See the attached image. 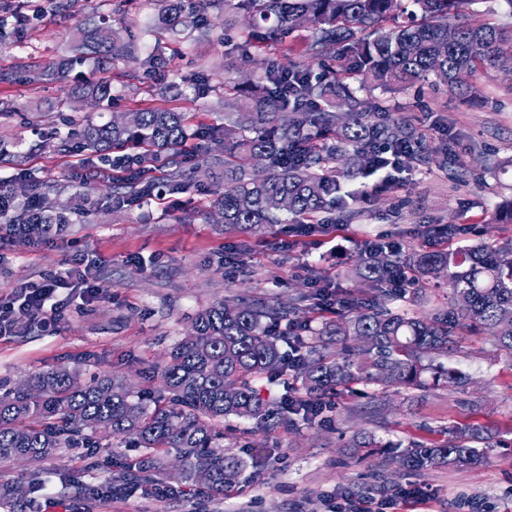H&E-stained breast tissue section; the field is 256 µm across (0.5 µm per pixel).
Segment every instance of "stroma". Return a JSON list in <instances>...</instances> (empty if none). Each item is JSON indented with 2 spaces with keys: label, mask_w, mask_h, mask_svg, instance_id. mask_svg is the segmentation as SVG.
I'll use <instances>...</instances> for the list:
<instances>
[{
  "label": "stroma",
  "mask_w": 512,
  "mask_h": 512,
  "mask_svg": "<svg viewBox=\"0 0 512 512\" xmlns=\"http://www.w3.org/2000/svg\"><path fill=\"white\" fill-rule=\"evenodd\" d=\"M42 15L0 39V138L9 142L0 157V179L12 181L14 153L42 180L64 185L58 205L80 195L88 212L59 237L41 245L0 241V298L24 282H38L70 259L85 258L104 293L93 303H71L63 320L34 321L0 336V387L9 389L49 368L64 367L81 381L107 373L133 390L153 392L152 375L170 348L188 332L195 315L218 301L243 299L274 306L297 304L311 316L303 294L326 283L336 292L360 290L353 269L365 240L379 237L402 249H429L435 228L458 229L448 248L460 244L494 247L512 241V224L494 223L499 206L512 202V73L476 72L477 98L449 95L445 85L424 82L389 93L368 89L359 79L357 95L382 103L407 120L419 135L415 158L346 182L358 194L357 215L322 214L317 230L292 245L288 225L228 231L211 217L224 182L206 175L205 151L191 148L179 170L190 187L162 199L116 207L110 178L89 166L83 154L37 149L41 136L64 127L55 105L69 82L107 79L108 110L92 111L95 121L141 107L194 113L204 124L224 114L225 78L258 79L269 62L299 60L302 35L287 47L232 54L224 15L210 11L208 38L157 32L156 0H33ZM105 18L124 41L138 48L133 59L115 60L107 70L75 67L68 81H30V71L68 55L77 27L88 13ZM162 51L159 68L141 59ZM212 90L194 95L198 78ZM450 366L472 379L465 390L438 387L427 392L382 390L374 386L330 399L315 423L295 421L271 430L252 421L225 418L224 445L236 453L267 446L274 453L264 467L247 469L239 493L199 503L120 493L97 499L89 490L111 478L114 464L140 453L133 437L102 439L97 448H62L38 464L0 463V483L26 485L39 469L53 499L46 512H325L335 493L350 488L374 495L395 487H420L432 495L427 512H512V354L483 336L461 337ZM477 425L487 430L489 465L473 469L400 468L391 455L375 451L352 459L347 445L361 432L384 442L440 441L449 429Z\"/></svg>",
  "instance_id": "1"
}]
</instances>
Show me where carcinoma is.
Returning <instances> with one entry per match:
<instances>
[{
    "mask_svg": "<svg viewBox=\"0 0 512 512\" xmlns=\"http://www.w3.org/2000/svg\"><path fill=\"white\" fill-rule=\"evenodd\" d=\"M156 26H181L204 38L209 24L187 8L190 0H158ZM224 10V23L243 17L246 27L238 49L249 58L253 42L283 44L295 32H309L304 57L340 61L332 75L314 81L301 63L265 69L261 84L224 80V97L235 111L224 122L191 129L185 112L141 108L122 124L77 123L51 145L59 153L76 149L108 160L110 153L130 144L147 147L141 164L120 180L117 202L145 197L155 182L152 162L171 154L194 136L205 152L224 156V184L217 199L224 224L252 229L261 224L313 223L317 216L340 204V174L371 173L375 159L369 145L377 140L398 146L414 139L406 120L360 99L345 82L350 70L366 86L402 91L435 77L462 100L479 90L471 82L481 69L512 72V23L493 24L478 12L454 23L462 5L477 0H215ZM108 27L83 23L78 27L74 55L33 72L63 79L89 60L98 67L118 58H132L133 45H108L101 33ZM112 100V85L101 79L75 84L68 104L84 109L92 101L104 107ZM351 113L342 122L339 110ZM15 181L37 190L39 216L10 200L8 223L0 238L26 239L34 234L60 232L48 215L57 188L36 179L29 169L16 167ZM430 279L448 281V302L428 315H414L395 305L401 296L386 287L400 268ZM357 277L379 296L369 303L357 297L340 302L334 318L318 326L297 322L292 311L243 302H218L199 312L189 332L170 352L158 373V395L144 397L112 376L103 374L81 384L64 368H52L0 394V462H37L59 448L92 445V438L136 436L145 454L119 463L103 494L128 487L164 492L179 500L188 491L201 494L232 491L248 466L242 456L224 448L218 422L235 416L266 427L270 422L307 420L317 412L288 402L274 410L257 397L253 382L292 367L294 380L307 396L338 391L354 383L384 389L426 391L439 386L465 389L469 376L446 365L455 336L464 331L485 335L498 348L512 352V246L459 247L451 252L411 250L405 255L378 247L362 255ZM288 320V333L276 327ZM485 430L464 427L447 441L428 445L412 442L395 459L413 471L439 467L472 468L490 460ZM351 448H390L372 434L352 439ZM176 450L181 478L173 483L156 471L158 456ZM43 484L32 472L25 487L0 485V508L17 512L34 503Z\"/></svg>",
    "mask_w": 512,
    "mask_h": 512,
    "instance_id": "obj_1",
    "label": "carcinoma"
}]
</instances>
